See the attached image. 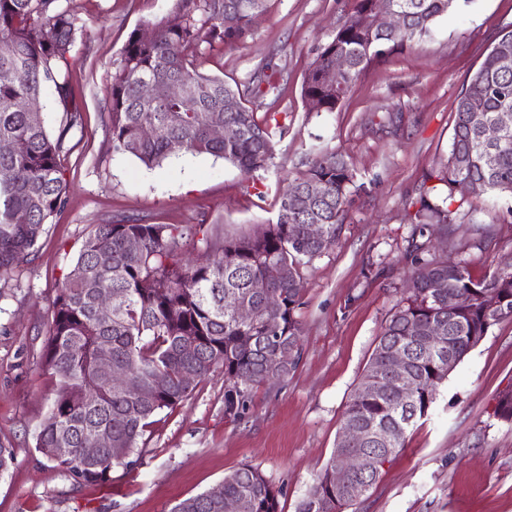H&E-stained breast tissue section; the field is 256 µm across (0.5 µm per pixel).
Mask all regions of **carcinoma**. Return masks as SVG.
<instances>
[{
  "instance_id": "cac0c4a2",
  "label": "carcinoma",
  "mask_w": 512,
  "mask_h": 512,
  "mask_svg": "<svg viewBox=\"0 0 512 512\" xmlns=\"http://www.w3.org/2000/svg\"><path fill=\"white\" fill-rule=\"evenodd\" d=\"M56 0H0V278L27 260L43 226L66 204L61 164L63 136L51 139L43 112H26L17 102L39 99L54 87L66 101L72 91L55 71L69 65L75 18L55 7ZM267 0H175L167 19L144 20L129 36L116 63L108 94L113 148L145 166L160 167L173 157L190 153L222 158L236 166L252 184L273 164L279 124L257 115L254 101L279 97L282 73L266 64L243 87L202 72V45L221 48L245 39ZM355 6L333 38L318 45L303 81V97L313 98L320 112H334L362 70L375 58L406 39L429 35L436 22L473 0H385L402 14L404 29L385 33L365 23L375 0H354ZM234 24L224 26L226 15ZM150 30L149 36L143 30ZM512 54V31L502 35L458 98L454 135L445 170L437 179L462 195H512V125L500 143L489 145L482 129L512 110V70L498 65L502 50ZM342 54L349 69L340 82L327 85L323 72ZM183 86L179 99L167 95L169 85ZM240 129L234 140L211 137L217 125ZM153 136L143 135L145 128ZM318 182L323 195L310 209L288 207V192ZM354 175L335 154L314 161L292 174L277 200L276 221L248 234L213 235L208 251L193 259L182 252L188 230L176 224H143L123 220L99 224L85 238L71 270L52 302L49 337L43 366L57 380L50 416L36 438V451L77 484H105L115 468L135 464L152 418L191 395L195 383L183 374L203 378L224 367V414L242 418L249 410V392L257 384L283 379L294 364L282 366L298 347L301 326L296 309L304 291L303 269L321 255L307 238L305 225L319 224L330 240L343 222ZM424 229L448 223V209L428 196L419 200L414 215ZM137 237L132 251L127 239ZM426 246L411 242L407 255L416 288L385 324L361 381L342 419V425L362 427L367 441L349 452L389 460L404 447L406 433L426 417L437 388L448 379V356L460 361L477 345L472 340L505 317L512 316V270H496L476 281L462 263L441 258L426 260ZM266 281L265 292L252 282ZM444 284L440 293L432 281ZM494 289L507 299L505 312L487 308L485 292ZM108 295L112 311L100 313L99 301ZM254 309L250 321L240 320L235 303ZM434 329L437 345L421 340ZM112 345V361L140 388L132 393L115 387L95 368L97 344ZM407 362L401 374L391 369L393 348ZM163 376L166 385L155 386ZM403 379L411 387L408 408L400 409L390 395L371 394L376 378ZM391 432L388 445L375 432ZM107 434L112 447L99 449L87 461L82 449ZM336 454H331L317 484L322 496H306L297 512H342L354 503L350 491L328 480ZM282 489L253 466L224 476V499L207 490L176 503L171 512H224V502L237 501L242 512H280Z\"/></svg>"
}]
</instances>
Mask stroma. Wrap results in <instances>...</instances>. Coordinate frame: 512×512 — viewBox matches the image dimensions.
Returning <instances> with one entry per match:
<instances>
[{
  "mask_svg": "<svg viewBox=\"0 0 512 512\" xmlns=\"http://www.w3.org/2000/svg\"><path fill=\"white\" fill-rule=\"evenodd\" d=\"M76 19L68 70L74 90L40 105L51 137H64L68 203L31 256L0 281V445L16 461L0 477V512H170L177 502L245 465L281 486V512H296L325 466L342 416L384 325L407 295L415 204L445 200L449 224L431 253L465 263L474 279L512 265V198L449 194L436 175L448 162L457 100L500 37L512 0H472L432 33L373 60L333 112L309 111L304 71L331 40L352 0H269L247 38L208 52L205 74L242 82L265 61L286 69L277 120L286 130L263 176L264 197L238 168L183 154L149 168L112 148L107 109L114 65L141 20L171 15L174 0H57ZM81 122L67 127V113ZM342 155L355 186L335 242L305 269L296 316L299 359L280 381L254 386L241 419L224 414V370L202 378L181 405L160 412L130 469L104 485H78L35 449L57 384L42 367L52 301L85 236L121 219L206 225L239 234L276 218L275 191L288 173ZM512 390V316L440 386L427 418L377 482L346 512H512V422L495 414Z\"/></svg>",
  "mask_w": 512,
  "mask_h": 512,
  "instance_id": "1",
  "label": "stroma"
}]
</instances>
